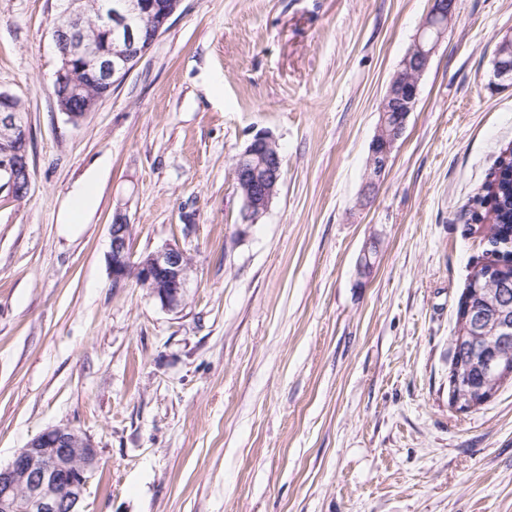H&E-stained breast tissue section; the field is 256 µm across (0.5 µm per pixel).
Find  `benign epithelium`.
Instances as JSON below:
<instances>
[{
	"label": "benign epithelium",
	"instance_id": "obj_1",
	"mask_svg": "<svg viewBox=\"0 0 512 512\" xmlns=\"http://www.w3.org/2000/svg\"><path fill=\"white\" fill-rule=\"evenodd\" d=\"M181 0H117L102 17L94 31L86 26L83 0H61L59 13L65 19L53 26L52 37L60 60L55 85L73 78V68L93 70L97 83L112 90L120 84L163 33ZM455 14V0H432L412 47L392 74L379 104L380 119L369 144L364 175L363 197L368 200L389 169L391 154L402 137L410 113L414 110L419 83L430 65L438 42L448 34ZM492 78L500 85L512 84V31L499 39L492 60ZM102 98H82L81 88L56 97L60 112L72 123L96 110ZM27 136L21 101L0 92V192L14 196L16 184L25 179L30 189L31 173L27 157L17 137ZM282 156L274 136L268 131L254 134L235 158L232 176L242 200L245 224L257 223L269 210L282 178ZM132 225L128 215L116 209L110 224L109 265L112 286L130 278L149 288L163 306L179 302L186 286L189 263L177 244L134 259L131 247ZM376 245L364 247L357 259L360 275L371 274V253ZM477 327L494 328L498 349L483 358L484 378L499 386L512 381V320L499 319L491 324L472 314ZM493 389L478 401L464 391L456 369H451L448 401L461 412H471L491 402ZM96 448L91 440L71 427L48 428L17 451L10 464L0 467V512H79L78 505L95 468Z\"/></svg>",
	"mask_w": 512,
	"mask_h": 512
}]
</instances>
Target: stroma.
<instances>
[{
  "instance_id": "stroma-1",
  "label": "stroma",
  "mask_w": 512,
  "mask_h": 512,
  "mask_svg": "<svg viewBox=\"0 0 512 512\" xmlns=\"http://www.w3.org/2000/svg\"><path fill=\"white\" fill-rule=\"evenodd\" d=\"M56 4L0 0V92L28 114L31 171L24 200L0 193V464L68 426L97 451L81 512H512V386L476 412L448 402L482 251L466 206L512 143V87L491 82L512 0H456L362 207L430 0H182L76 124L52 95ZM261 130L283 176L246 227L232 164ZM92 170L99 204L67 238ZM119 206L135 255L186 252L177 305L113 287ZM431 2L432 6L412 47L392 74L379 104L380 119L376 134L369 144L363 200L370 199L389 169L391 154L417 104L420 79L430 65L438 42L448 34V25L455 14V0ZM400 104L403 110L398 107ZM98 179L89 174L69 193L61 215V232L66 237H77L85 227V218L98 201Z\"/></svg>"
}]
</instances>
